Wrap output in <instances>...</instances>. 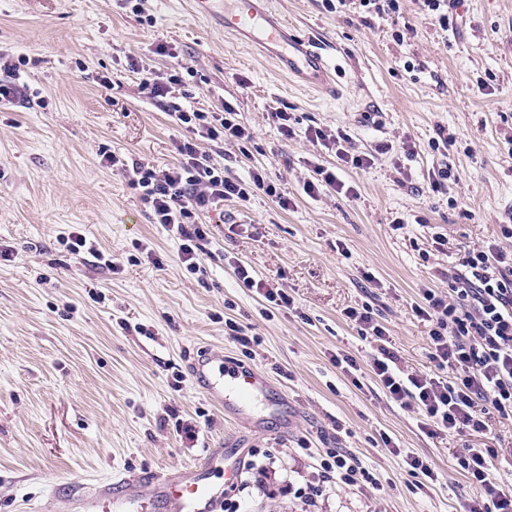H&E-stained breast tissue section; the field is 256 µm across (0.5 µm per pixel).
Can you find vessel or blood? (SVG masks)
<instances>
[{
  "mask_svg": "<svg viewBox=\"0 0 512 512\" xmlns=\"http://www.w3.org/2000/svg\"><path fill=\"white\" fill-rule=\"evenodd\" d=\"M197 13L219 18L225 33L246 36L259 48L273 51L278 67L303 85L327 90L333 77L326 56L314 34L294 31L276 13L272 0H193ZM190 376L225 416L252 417L263 407L279 419L287 414L275 397L270 380L259 370L224 357L223 348L202 347L189 364ZM219 464L210 459L177 472L116 476L94 486L68 487L62 504L65 512H139L145 499L160 501L165 512H220L223 489L212 480Z\"/></svg>",
  "mask_w": 512,
  "mask_h": 512,
  "instance_id": "vessel-or-blood-1",
  "label": "vessel or blood"
}]
</instances>
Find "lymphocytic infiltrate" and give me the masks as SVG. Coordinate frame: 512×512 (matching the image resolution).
Instances as JSON below:
<instances>
[{
    "label": "lymphocytic infiltrate",
    "mask_w": 512,
    "mask_h": 512,
    "mask_svg": "<svg viewBox=\"0 0 512 512\" xmlns=\"http://www.w3.org/2000/svg\"><path fill=\"white\" fill-rule=\"evenodd\" d=\"M170 111L184 133L174 143L175 162H130L106 153L101 164L142 188L152 223L176 233L182 264L199 273L207 238L200 222L203 215L226 201L249 200L258 191L272 197L284 211L292 201L267 180L265 170H252L246 180L236 178L225 174L206 151L210 142L237 144L251 139V131L238 121L232 103L210 112L174 104ZM501 235L502 242L465 252L459 269L442 274L447 290L425 289L422 304L414 308L416 316L432 322L430 358L438 368L450 370V378L403 369L370 304L345 310L346 318L376 344L371 368L377 384L391 401L419 414L420 428L426 434L486 431L492 410L512 417V248L504 245L512 239V225H502ZM496 453L490 446L469 445L457 456L464 477L480 490L467 512H512V489L504 488L490 473ZM319 467L322 482L310 487L313 496L322 495L329 484L362 489L379 486L359 458L340 448L327 449Z\"/></svg>",
    "instance_id": "obj_1"
}]
</instances>
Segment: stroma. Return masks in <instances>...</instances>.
Listing matches in <instances>:
<instances>
[{
    "instance_id": "35a3bbf8",
    "label": "stroma",
    "mask_w": 512,
    "mask_h": 512,
    "mask_svg": "<svg viewBox=\"0 0 512 512\" xmlns=\"http://www.w3.org/2000/svg\"><path fill=\"white\" fill-rule=\"evenodd\" d=\"M275 6L319 39L337 94L289 86L267 52L225 36L191 0H144L139 14L130 0H0V54L19 61L27 86L26 99L0 108V247L11 252L0 264V512H27L77 480L190 468L229 443L245 448L247 468L267 471L262 485L225 489L239 512H464L478 497L456 460L474 436L423 433L373 379V345L343 311L370 303L403 365L438 375L431 324L412 310L420 290L512 223V0H464L448 35L412 0L384 19L331 12L324 0ZM160 44L169 55L156 54ZM181 64L191 73L167 102L238 104L253 140L212 155L243 179L265 169L292 200L283 211L260 192L206 214L201 275L181 263L176 235L151 223L140 189L100 164L104 151L174 162L179 129L142 78ZM278 111L293 138L271 120ZM314 128L349 133L371 167L309 142ZM442 135L448 147L434 149ZM317 163L356 196H306ZM444 166L450 179L431 191ZM72 231L114 269L73 256L63 243ZM238 262L288 291L293 310L244 287ZM228 317L247 326L249 346L226 335ZM206 345L270 377L288 398V433L265 415L227 420L193 386L188 364ZM338 354L356 358V376L336 367ZM488 420L482 440L499 446L491 473L512 488V419ZM328 448L355 454L380 489L335 486L308 502ZM408 453L435 481L417 487Z\"/></svg>"
}]
</instances>
